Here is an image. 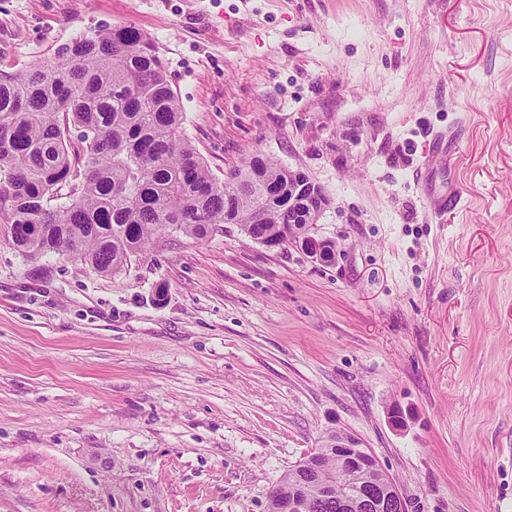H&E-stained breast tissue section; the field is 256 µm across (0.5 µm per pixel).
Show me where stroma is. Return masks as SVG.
I'll use <instances>...</instances> for the list:
<instances>
[{
  "mask_svg": "<svg viewBox=\"0 0 512 512\" xmlns=\"http://www.w3.org/2000/svg\"><path fill=\"white\" fill-rule=\"evenodd\" d=\"M119 24L216 176L323 188L335 258L228 224L101 276L0 239V512H268L330 432L409 512H512V0H0V76ZM453 140L454 135L451 130L436 133L430 142L428 154L423 161L424 169L429 168L438 158L448 155V146Z\"/></svg>",
  "mask_w": 512,
  "mask_h": 512,
  "instance_id": "35a3bbf8",
  "label": "stroma"
}]
</instances>
